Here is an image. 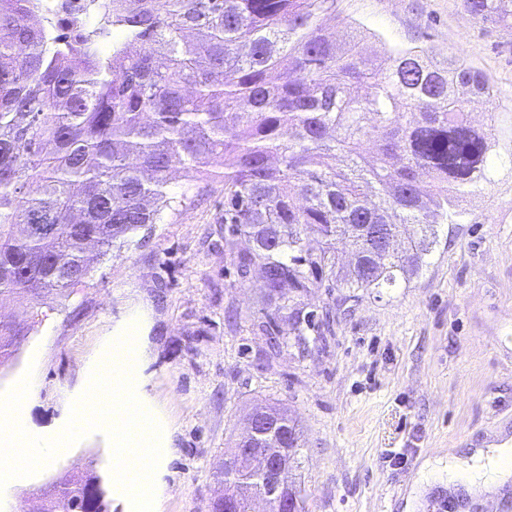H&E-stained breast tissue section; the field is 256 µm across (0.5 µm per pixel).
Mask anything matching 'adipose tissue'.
I'll use <instances>...</instances> for the list:
<instances>
[{
  "instance_id": "adipose-tissue-1",
  "label": "adipose tissue",
  "mask_w": 512,
  "mask_h": 512,
  "mask_svg": "<svg viewBox=\"0 0 512 512\" xmlns=\"http://www.w3.org/2000/svg\"><path fill=\"white\" fill-rule=\"evenodd\" d=\"M449 483L464 482L475 496L495 492L512 481V445L477 449L468 455L449 454Z\"/></svg>"
}]
</instances>
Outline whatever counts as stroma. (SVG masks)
Wrapping results in <instances>:
<instances>
[{
  "label": "stroma",
  "instance_id": "1",
  "mask_svg": "<svg viewBox=\"0 0 512 512\" xmlns=\"http://www.w3.org/2000/svg\"><path fill=\"white\" fill-rule=\"evenodd\" d=\"M369 51L422 47L437 59L461 52L498 87L497 152L512 155V27L479 23L460 0H337L327 20ZM219 183L153 225L145 243L112 247L63 297L20 310L0 296V320L27 317L25 336L0 360V395L31 375L34 428L58 424L82 386L88 358L133 307L147 309L149 388L176 430L163 512H210L225 444L246 429L254 402L280 404L301 430L297 481L308 512H512V488L471 503L449 488V452L485 447L512 428V171L468 200L462 224L441 236L423 276L407 288L351 298L313 288L305 310L331 311L307 348L287 340L269 354L260 324L259 267L238 274L224 252ZM400 453L403 465L389 457ZM112 451L90 434L25 478L0 512H30L48 484L84 471L111 489Z\"/></svg>",
  "mask_w": 512,
  "mask_h": 512
}]
</instances>
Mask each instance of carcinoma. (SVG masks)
I'll use <instances>...</instances> for the list:
<instances>
[{
	"label": "carcinoma",
	"mask_w": 512,
	"mask_h": 512,
	"mask_svg": "<svg viewBox=\"0 0 512 512\" xmlns=\"http://www.w3.org/2000/svg\"><path fill=\"white\" fill-rule=\"evenodd\" d=\"M474 19L512 25V0H460ZM336 0H107L86 29L33 26L38 0H0V296H61L88 275L89 245L178 214L165 188L220 168L224 244L245 274L261 266V330L297 344L318 331L297 298L311 286L373 291L409 285L439 227L505 164L490 79L458 54L421 47L367 54L354 33L330 38ZM375 150L363 152L365 142ZM37 216L52 230L15 234ZM245 238L252 247L237 250ZM350 251V266L338 254ZM299 448L296 420L258 402ZM51 508L110 512L93 472L47 488Z\"/></svg>",
	"instance_id": "carcinoma-1"
}]
</instances>
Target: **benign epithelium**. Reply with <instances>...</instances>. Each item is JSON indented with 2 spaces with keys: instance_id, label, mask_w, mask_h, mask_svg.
<instances>
[{
  "instance_id": "obj_1",
  "label": "benign epithelium",
  "mask_w": 512,
  "mask_h": 512,
  "mask_svg": "<svg viewBox=\"0 0 512 512\" xmlns=\"http://www.w3.org/2000/svg\"><path fill=\"white\" fill-rule=\"evenodd\" d=\"M259 422L255 416L249 418L247 436L235 449L236 469L262 476L259 497L277 507L278 512H293L287 479L292 449L278 440L265 439V435L258 431Z\"/></svg>"
}]
</instances>
